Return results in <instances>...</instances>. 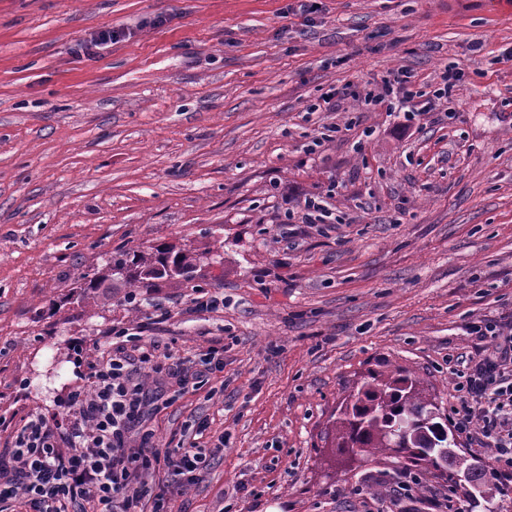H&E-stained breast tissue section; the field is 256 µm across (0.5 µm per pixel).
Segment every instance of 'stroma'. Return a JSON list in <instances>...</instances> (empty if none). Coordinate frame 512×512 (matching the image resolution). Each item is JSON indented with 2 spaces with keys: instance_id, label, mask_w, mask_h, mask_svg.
I'll use <instances>...</instances> for the list:
<instances>
[{
  "instance_id": "obj_1",
  "label": "stroma",
  "mask_w": 512,
  "mask_h": 512,
  "mask_svg": "<svg viewBox=\"0 0 512 512\" xmlns=\"http://www.w3.org/2000/svg\"><path fill=\"white\" fill-rule=\"evenodd\" d=\"M398 72L433 107L406 132L364 101ZM315 195L334 223H302ZM218 244L135 302L121 281L98 307L72 295L120 255ZM510 317L512 0H0L1 455L132 334L223 350L145 416L158 447L201 425L213 454L191 485L149 472L170 512H512L398 457L337 461L327 437L371 371L450 412L449 360L493 345L470 325Z\"/></svg>"
}]
</instances>
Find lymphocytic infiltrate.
I'll return each instance as SVG.
<instances>
[{
  "instance_id": "1",
  "label": "lymphocytic infiltrate",
  "mask_w": 512,
  "mask_h": 512,
  "mask_svg": "<svg viewBox=\"0 0 512 512\" xmlns=\"http://www.w3.org/2000/svg\"><path fill=\"white\" fill-rule=\"evenodd\" d=\"M473 334L493 339V349L460 371V404L450 414L456 432L494 449L491 473L502 492L512 491V320L473 323ZM157 390L133 375L124 350L107 352L87 365V382L74 389L62 415L29 414L14 435L9 457H0V504L16 501L18 512H167L141 471L165 468L183 483L198 480L209 457L196 440L160 449L153 430L141 432L139 451L127 445L149 402L190 384L183 360L147 349Z\"/></svg>"
}]
</instances>
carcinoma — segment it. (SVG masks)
<instances>
[{
	"label": "carcinoma",
	"instance_id": "obj_1",
	"mask_svg": "<svg viewBox=\"0 0 512 512\" xmlns=\"http://www.w3.org/2000/svg\"><path fill=\"white\" fill-rule=\"evenodd\" d=\"M205 257V252L157 247L113 260L111 271L133 287L134 295L155 279L189 277ZM434 411H440L435 397L418 379L400 372L369 373L350 402L341 407L328 436L334 454L340 457L390 451L409 463L426 466L433 465L426 445L433 439L436 447L448 449L453 475L467 474L470 482L480 485L487 501H493L497 489L489 478L490 466L475 470L460 457L453 450L456 443L448 423L441 415H432Z\"/></svg>",
	"mask_w": 512,
	"mask_h": 512
}]
</instances>
